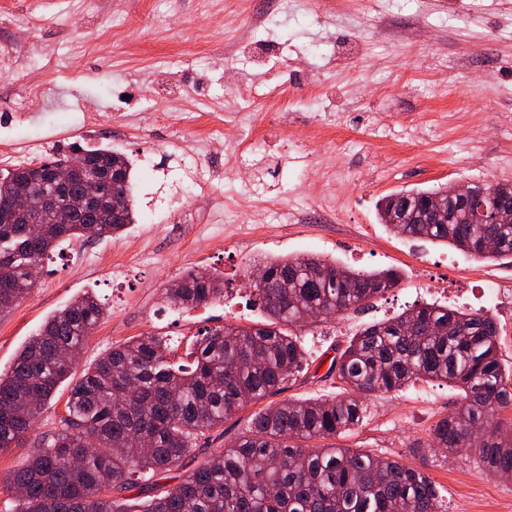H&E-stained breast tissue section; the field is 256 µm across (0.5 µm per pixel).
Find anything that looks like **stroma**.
Here are the masks:
<instances>
[{"instance_id":"stroma-1","label":"stroma","mask_w":512,"mask_h":512,"mask_svg":"<svg viewBox=\"0 0 512 512\" xmlns=\"http://www.w3.org/2000/svg\"><path fill=\"white\" fill-rule=\"evenodd\" d=\"M247 9L265 21L255 40L237 0H209L204 13L198 0H0V47L12 52L0 111L30 87L43 91L19 141L0 129V169L44 141L52 157L77 144L108 146L132 164L138 215L120 236L62 244L35 287L0 312L1 372L47 317L87 291L108 314L81 347L80 373L144 333L186 343L202 328L262 324L246 285L258 258L315 254L402 276L364 309L299 330L308 370L198 435L178 466L125 491L132 503L177 486L268 404L342 395L331 362L365 324L433 303L488 313L512 369V318L482 297L489 285L512 289V259L479 261L401 238L376 216L379 199L401 188L512 182V0H372L368 11L358 0H330L315 14L310 0H248ZM261 54L267 65L256 64ZM306 80L309 109L291 111ZM156 82L171 101L154 97ZM254 85L267 93V115L243 126L236 115L251 109ZM56 111L70 113L68 126L53 125ZM258 137L265 150L250 152ZM229 196L251 223H230ZM271 208L284 223L264 222ZM197 267L223 275V302L167 306L165 288ZM69 389L62 383L25 440L0 450V512L12 507V473L61 429ZM459 402L440 381L373 394L362 426L337 443L425 472L448 512H512V479L429 446L435 423Z\"/></svg>"}]
</instances>
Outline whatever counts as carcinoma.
Returning <instances> with one entry per match:
<instances>
[{"mask_svg":"<svg viewBox=\"0 0 512 512\" xmlns=\"http://www.w3.org/2000/svg\"><path fill=\"white\" fill-rule=\"evenodd\" d=\"M83 166L69 187L51 182L67 156L37 166L0 170V198L23 188L27 203L15 223H0V309L33 287L26 268L39 266L61 242L114 237L136 222L132 165L109 148L77 145ZM99 186L98 205H80L86 181ZM444 201V222H433L428 200ZM378 222L395 236L450 244L474 257L512 256V209L474 207L446 187L414 188L384 196ZM491 236L493 250L479 245ZM264 282L252 284L267 321L198 330L192 361L176 366L169 338L134 336L104 354L69 390L62 428L41 440L9 480L12 512H447L431 478L389 458L334 444L362 424L364 398L400 391L417 380L460 390V402L432 428V442L449 453L464 449L495 475L512 476V372L497 352L498 326L488 314L424 304L356 331L334 367L344 395L266 407L235 445L224 449L146 503L129 504L110 490L132 488L142 476L177 465L199 433L224 424L248 404L276 394L308 359L286 328L315 315L336 319L398 287L395 269L357 270L318 255L261 259ZM178 309L224 297V277L192 269L165 289ZM107 315L85 292L51 315L0 375V448L27 435L39 414L73 374L75 351ZM81 459L77 466L68 455Z\"/></svg>","mask_w":512,"mask_h":512,"instance_id":"obj_1","label":"carcinoma"}]
</instances>
